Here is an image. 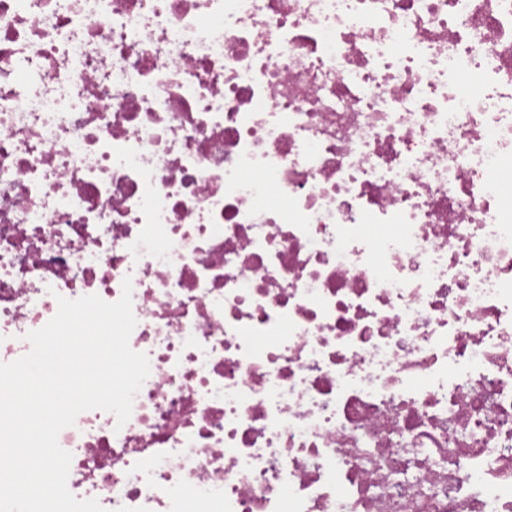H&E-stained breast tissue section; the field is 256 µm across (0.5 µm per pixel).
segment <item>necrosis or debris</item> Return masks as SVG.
<instances>
[{"mask_svg": "<svg viewBox=\"0 0 512 512\" xmlns=\"http://www.w3.org/2000/svg\"><path fill=\"white\" fill-rule=\"evenodd\" d=\"M127 277L76 498L512 512V0H0V363Z\"/></svg>", "mask_w": 512, "mask_h": 512, "instance_id": "obj_1", "label": "necrosis or debris"}]
</instances>
